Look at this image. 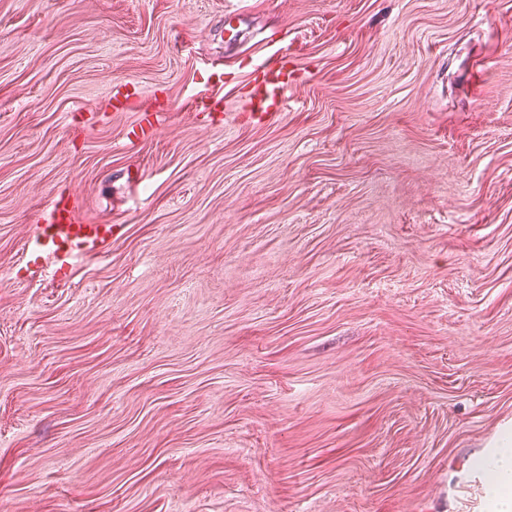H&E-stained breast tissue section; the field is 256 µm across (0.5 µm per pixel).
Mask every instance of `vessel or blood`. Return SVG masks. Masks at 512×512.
Wrapping results in <instances>:
<instances>
[{
	"label": "vessel or blood",
	"mask_w": 512,
	"mask_h": 512,
	"mask_svg": "<svg viewBox=\"0 0 512 512\" xmlns=\"http://www.w3.org/2000/svg\"><path fill=\"white\" fill-rule=\"evenodd\" d=\"M283 50H275L273 57L258 64V75L247 96L248 106L257 118H274L283 112L295 79L282 63ZM141 110L137 127L129 133L130 141L143 142L156 131V110L152 101L139 103ZM112 239L108 224H89L82 221L70 197L58 194L51 198L43 223L33 225L28 243L35 261H50L55 276L65 279L76 258L99 255Z\"/></svg>",
	"instance_id": "obj_1"
}]
</instances>
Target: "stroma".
Returning <instances> with one entry per match:
<instances>
[{
    "instance_id": "1",
    "label": "stroma",
    "mask_w": 512,
    "mask_h": 512,
    "mask_svg": "<svg viewBox=\"0 0 512 512\" xmlns=\"http://www.w3.org/2000/svg\"><path fill=\"white\" fill-rule=\"evenodd\" d=\"M507 438L512 0H0V512H490ZM287 56L288 54L279 48L257 65L259 76L254 79L247 99L250 112L256 113L259 121L265 117L279 116L288 105L296 81L288 73V62L284 65L280 63L281 59ZM273 57L276 60H272ZM129 84H125L123 86H114L110 91V99L115 103L113 104V108L116 111H120L126 108V103L129 100L133 99L139 102L140 119L137 127L133 128L132 131L128 133L129 140L143 142L153 137L156 131V108L153 107L152 100H141L137 93H129V90L126 92L123 91V87L127 88ZM112 240L108 224H88L77 216L70 197L57 194L50 200L44 224H34L28 239L33 264L51 260L54 275L65 279L73 260L82 256L99 255Z\"/></svg>"
}]
</instances>
